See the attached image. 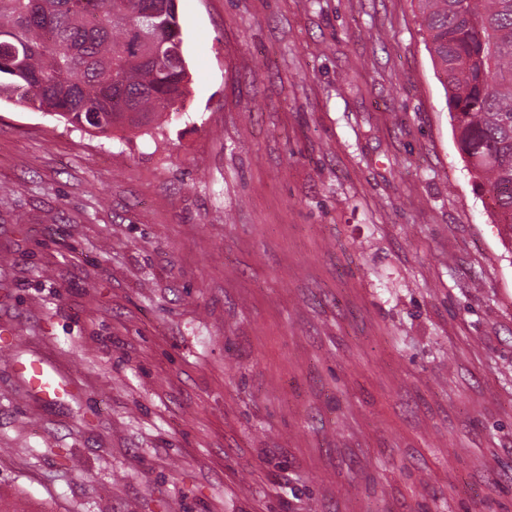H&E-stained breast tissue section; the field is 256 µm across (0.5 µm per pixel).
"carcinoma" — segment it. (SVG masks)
Returning a JSON list of instances; mask_svg holds the SVG:
<instances>
[{
	"label": "carcinoma",
	"instance_id": "1",
	"mask_svg": "<svg viewBox=\"0 0 512 512\" xmlns=\"http://www.w3.org/2000/svg\"><path fill=\"white\" fill-rule=\"evenodd\" d=\"M459 153L512 232V0H414ZM176 0H0V100L109 134L187 94Z\"/></svg>",
	"mask_w": 512,
	"mask_h": 512
}]
</instances>
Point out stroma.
<instances>
[{
  "instance_id": "35a3bbf8",
  "label": "stroma",
  "mask_w": 512,
  "mask_h": 512,
  "mask_svg": "<svg viewBox=\"0 0 512 512\" xmlns=\"http://www.w3.org/2000/svg\"><path fill=\"white\" fill-rule=\"evenodd\" d=\"M148 133L0 101V512H512V240L411 0H177ZM12 366L25 389L37 398L60 399L72 395V386L65 372L48 357L16 359Z\"/></svg>"
}]
</instances>
